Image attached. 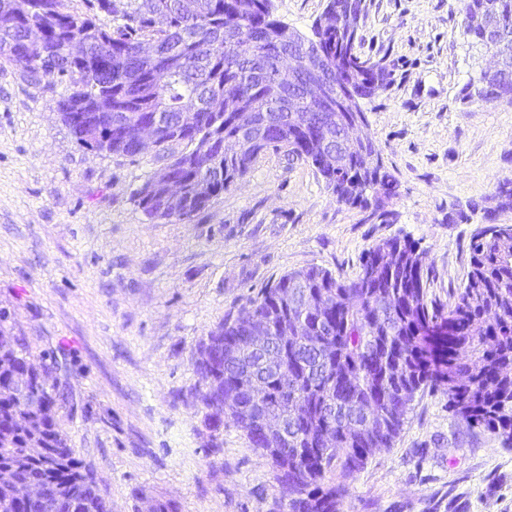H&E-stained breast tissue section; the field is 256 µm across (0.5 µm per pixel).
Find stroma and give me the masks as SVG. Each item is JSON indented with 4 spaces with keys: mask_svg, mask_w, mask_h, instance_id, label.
<instances>
[{
    "mask_svg": "<svg viewBox=\"0 0 512 512\" xmlns=\"http://www.w3.org/2000/svg\"><path fill=\"white\" fill-rule=\"evenodd\" d=\"M307 34L326 0H273ZM360 52L388 84L362 108L399 181L384 216L338 205L322 177L268 149L189 224L148 222L133 194L154 152L80 148L45 85L0 61V309L31 359L52 368L60 432L112 512L166 498L178 512H287L245 432L204 423L197 349L283 274L346 276L364 251L407 236L427 254L429 303L447 309L472 235L512 180V104L464 97L485 58L458 0H366ZM345 481L348 512H512V448L473 429L438 391L419 393L393 447Z\"/></svg>",
    "mask_w": 512,
    "mask_h": 512,
    "instance_id": "35a3bbf8",
    "label": "stroma"
}]
</instances>
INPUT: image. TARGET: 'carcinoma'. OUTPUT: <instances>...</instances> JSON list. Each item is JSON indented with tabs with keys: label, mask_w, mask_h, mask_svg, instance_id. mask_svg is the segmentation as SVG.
I'll list each match as a JSON object with an SVG mask.
<instances>
[{
	"label": "carcinoma",
	"mask_w": 512,
	"mask_h": 512,
	"mask_svg": "<svg viewBox=\"0 0 512 512\" xmlns=\"http://www.w3.org/2000/svg\"><path fill=\"white\" fill-rule=\"evenodd\" d=\"M0 0V60L20 63L27 78L47 81L61 120L83 148L134 156L133 124L158 131L161 165L134 198L146 219L191 223L252 169L266 149H286L314 167L336 203L371 215V189L396 195L388 166H375L373 139L347 145L344 112H290L288 88L277 71L288 49L339 57L360 87L389 72L357 51L359 33L336 23V10L365 9V0H327L311 35L294 32L274 15L271 0ZM462 16L488 13L512 46V0H460ZM111 17L101 21L100 15ZM78 39L86 56H70ZM236 136L243 152L227 158L219 144ZM349 149L342 167L322 164ZM180 179L185 197L168 207L160 173ZM497 208L512 209V181L495 188ZM465 281L448 310L429 307L426 253L394 236L367 249L352 278L310 266L282 275L246 298L238 314L209 333L217 368L194 365L197 401L213 431L224 418L246 433L270 461L288 512H345L346 485L326 483L340 469L347 478L375 451L399 437L416 394L448 396V406L472 428H484L512 447V230L476 233ZM305 323L300 339H283L292 320ZM0 311V512H112L111 505L68 440L57 430L60 398L47 371L29 365L18 339H4ZM259 331L266 345L243 341ZM24 376L20 394L10 380ZM266 383L260 401L243 397L251 381ZM241 397L232 414L224 397ZM279 415L288 440L262 434L266 414ZM40 484L31 501L22 488Z\"/></svg>",
	"instance_id": "cac0c4a2"
}]
</instances>
